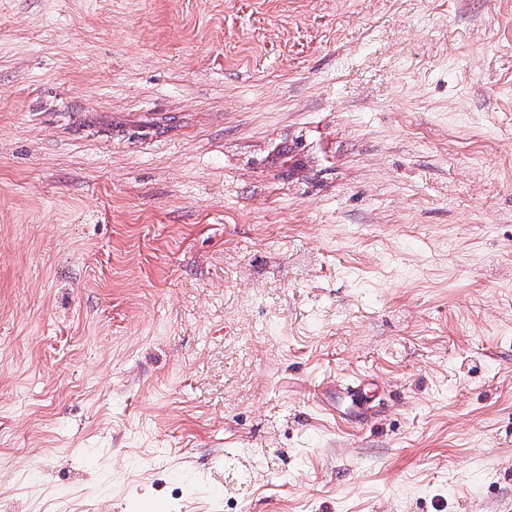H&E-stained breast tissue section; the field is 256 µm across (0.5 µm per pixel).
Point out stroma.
Returning a JSON list of instances; mask_svg holds the SVG:
<instances>
[{
	"mask_svg": "<svg viewBox=\"0 0 512 512\" xmlns=\"http://www.w3.org/2000/svg\"><path fill=\"white\" fill-rule=\"evenodd\" d=\"M0 512H512V0H0Z\"/></svg>",
	"mask_w": 512,
	"mask_h": 512,
	"instance_id": "1",
	"label": "stroma"
}]
</instances>
